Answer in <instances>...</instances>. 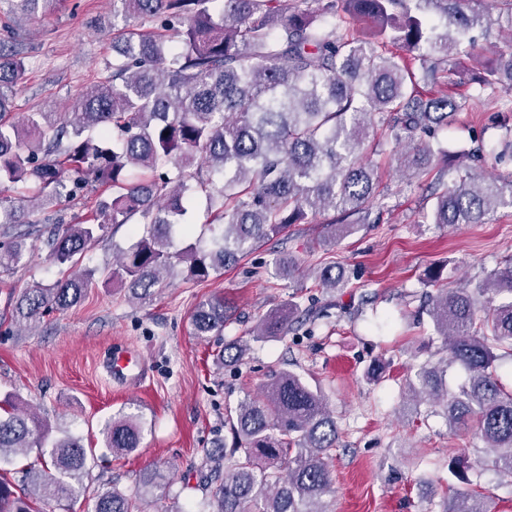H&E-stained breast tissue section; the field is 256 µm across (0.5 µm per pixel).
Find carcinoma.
I'll return each instance as SVG.
<instances>
[{
    "label": "carcinoma",
    "mask_w": 512,
    "mask_h": 512,
    "mask_svg": "<svg viewBox=\"0 0 512 512\" xmlns=\"http://www.w3.org/2000/svg\"><path fill=\"white\" fill-rule=\"evenodd\" d=\"M11 2L31 18L56 0ZM503 2L502 13L486 20L477 0H112L113 15L139 21L113 45L112 76L64 117L27 112L17 122L13 95L25 64L0 46V186L18 193L0 197V270L16 268L26 250L15 225L41 223L46 206L92 183L112 189L92 218L54 221L49 260L68 266V274L26 289L15 321L35 325L75 306L97 275L107 285L128 284L139 301L154 297L181 262L185 280L204 282L327 209L342 214L340 223L325 225L329 241L378 223L371 217L377 176L362 162L367 139L404 147L394 157L398 168L428 172L441 151L438 134L465 108L446 90L423 91L398 51L419 52L431 62L430 75L441 69L447 84L461 87L451 66L476 56L470 30L496 23L512 32V0ZM356 22L372 25V38L352 34ZM441 23L446 31L438 34ZM477 80L490 96L512 92V48ZM189 192L205 194L208 237L179 249L192 235ZM431 196L428 223L482 224L512 207V173L485 178L467 167L449 187L440 172ZM124 224L134 225L136 240L112 245V266L81 267L108 226ZM316 280L330 291L347 287L333 266ZM491 293L512 296V262L482 285L437 290L429 316L447 356L418 364L406 389L416 404L441 412L451 432L472 430L493 453L495 469L512 477V390L496 375L497 361L512 357V299L495 305ZM296 309L290 301L261 318L252 340L280 335ZM231 320L229 303L215 295L197 307L192 325L206 336ZM248 350L249 341L234 340L217 362L237 363ZM454 364L466 379L450 391L446 374ZM225 424L231 442L205 452L217 512H329L321 498L332 484L340 433L320 388L276 371L263 395L240 402ZM101 434L112 453L124 455L139 447L143 425L120 414ZM33 448L49 460L23 472L21 493L0 478V512H35V498L69 501L81 482L87 453L80 441L52 439L34 413L9 406L0 414V458ZM467 469L464 454L448 463L459 481ZM172 485L169 471L152 467L134 494H98L93 512H153L144 503L166 497ZM441 512L487 510L480 493L455 491Z\"/></svg>",
    "instance_id": "obj_1"
}]
</instances>
